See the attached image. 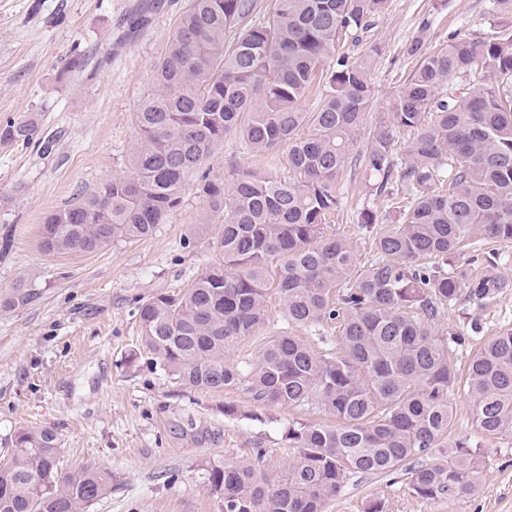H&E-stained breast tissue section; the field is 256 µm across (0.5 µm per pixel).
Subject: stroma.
Returning a JSON list of instances; mask_svg holds the SVG:
<instances>
[{
  "label": "stroma",
  "instance_id": "35a3bbf8",
  "mask_svg": "<svg viewBox=\"0 0 512 512\" xmlns=\"http://www.w3.org/2000/svg\"><path fill=\"white\" fill-rule=\"evenodd\" d=\"M140 0H0V121L31 122L30 142L0 146V300L19 288L25 304H0V456L23 429L53 427L62 468L112 474V490L86 512H222L207 469L224 460L285 462L289 422L332 424L317 410L257 407L237 390L201 393L155 367L141 345L137 307L187 287L220 260L201 223L208 199L188 189L180 209L153 235L115 240L92 253L50 256L40 247L45 216L72 206L124 170L137 131L134 112L149 89L188 0H150L148 23L133 35L122 22ZM512 29V0H387L371 19L357 56L382 55L372 82L378 103L402 88L418 63L408 49L451 35L488 37ZM85 70L66 72L74 56ZM342 205L329 233L357 242L370 259L362 210L386 214L360 166L340 185ZM492 271L508 286L473 311L484 337L512 327V241H491ZM235 403L237 416L224 414ZM451 438L470 439L489 463L479 495L452 502L413 496L403 476L353 478L326 512H512V437L487 440L463 394L451 397Z\"/></svg>",
  "mask_w": 512,
  "mask_h": 512
}]
</instances>
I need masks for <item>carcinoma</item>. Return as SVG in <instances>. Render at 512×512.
<instances>
[{
	"mask_svg": "<svg viewBox=\"0 0 512 512\" xmlns=\"http://www.w3.org/2000/svg\"><path fill=\"white\" fill-rule=\"evenodd\" d=\"M385 3L269 0L255 23V0H190L134 113L129 166L41 229L49 255L143 240L199 177L210 203L201 223L221 224L209 245L222 263L186 290L138 306L143 347L195 391L234 388L258 407L336 418L333 427L290 424L293 455L283 467L212 464L208 487L224 512H325L357 475L401 473L409 492L427 500L478 494L487 452L466 438L445 447L455 391L481 434L512 436V328L480 342L460 373L453 352L482 329L474 319L439 326L445 307L478 310L509 287L474 273L476 253L463 265L448 261L468 245L512 240V34H457L433 49L415 40L408 52L420 55L418 67L368 133L375 57L343 48ZM461 81L463 98H448ZM313 90L321 102L305 112ZM404 128L415 136L397 162L394 134ZM35 132L31 123H0V144ZM230 135L252 157L284 160L288 175L236 165L230 184L208 179L202 169ZM359 143L371 189L409 198L383 220L360 213V223L376 229L360 271L355 245L326 233ZM271 288L288 324L336 323V352L284 334L268 337L251 363L227 361L266 327ZM58 463L54 429L18 432L0 458V512H85L112 489L110 472L64 473Z\"/></svg>",
	"mask_w": 512,
	"mask_h": 512,
	"instance_id": "carcinoma-1",
	"label": "carcinoma"
}]
</instances>
